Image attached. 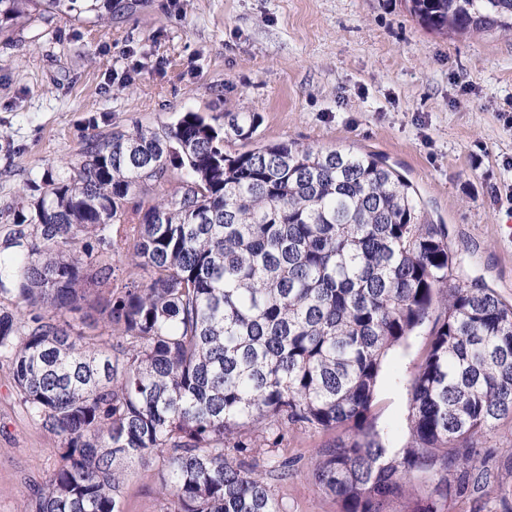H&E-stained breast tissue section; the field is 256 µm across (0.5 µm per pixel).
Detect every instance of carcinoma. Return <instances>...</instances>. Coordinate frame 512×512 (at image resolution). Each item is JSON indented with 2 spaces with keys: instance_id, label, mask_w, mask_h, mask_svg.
Listing matches in <instances>:
<instances>
[{
  "instance_id": "cac0c4a2",
  "label": "carcinoma",
  "mask_w": 512,
  "mask_h": 512,
  "mask_svg": "<svg viewBox=\"0 0 512 512\" xmlns=\"http://www.w3.org/2000/svg\"><path fill=\"white\" fill-rule=\"evenodd\" d=\"M439 34L512 35V0H408ZM112 0H0V34ZM27 183L0 257V361L63 465L26 512H123L125 464L161 462L162 512H284L254 449L292 426L351 435L320 451L317 485L341 512H384L420 477L496 480L476 437L512 416V306L462 271L448 228L373 154L281 141L251 149L253 112H185L102 137ZM177 185L168 191L171 179ZM146 277L120 279L114 263ZM93 334L73 331L68 315ZM409 388L412 443L389 448L372 410L385 357L425 324Z\"/></svg>"
}]
</instances>
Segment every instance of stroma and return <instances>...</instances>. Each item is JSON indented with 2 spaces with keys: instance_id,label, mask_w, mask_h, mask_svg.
<instances>
[{
  "instance_id": "obj_1",
  "label": "stroma",
  "mask_w": 512,
  "mask_h": 512,
  "mask_svg": "<svg viewBox=\"0 0 512 512\" xmlns=\"http://www.w3.org/2000/svg\"><path fill=\"white\" fill-rule=\"evenodd\" d=\"M259 116L256 138L370 152L416 190L427 220L447 225L465 277L512 305V37L442 36L406 0H112L102 20L58 13L0 35V251L31 175L67 165L88 118L101 132L158 128L181 113ZM428 341L420 329L390 352L375 422L395 449L410 441L408 386ZM293 427L271 484L286 512H339L312 479L336 439ZM497 480L442 512H503L512 503V418L478 440ZM23 409L0 363V512H24L62 460ZM158 465L125 467L123 512H160Z\"/></svg>"
}]
</instances>
